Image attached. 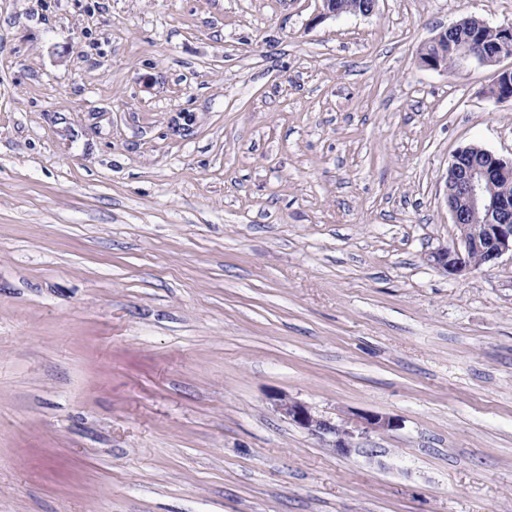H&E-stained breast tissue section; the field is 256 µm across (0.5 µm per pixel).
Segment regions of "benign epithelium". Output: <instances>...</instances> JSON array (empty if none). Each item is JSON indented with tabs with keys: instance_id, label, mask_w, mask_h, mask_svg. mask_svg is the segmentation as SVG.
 <instances>
[{
	"instance_id": "benign-epithelium-1",
	"label": "benign epithelium",
	"mask_w": 512,
	"mask_h": 512,
	"mask_svg": "<svg viewBox=\"0 0 512 512\" xmlns=\"http://www.w3.org/2000/svg\"><path fill=\"white\" fill-rule=\"evenodd\" d=\"M502 32L492 53V61L512 56V24L499 27ZM435 47L431 53L421 49V64L432 70L443 69L442 55L451 51L460 62L483 63V58L472 51L470 36L454 25L430 40ZM512 79V71L495 74L487 95L496 102L512 101V92L500 91L503 81ZM489 162L468 157L465 149L457 150L448 166V174L455 184L454 198L448 202L452 222L459 230V238L449 246L439 248L429 256L430 264L450 275H463L475 268L473 256L480 254L484 264H493L502 255L512 253V201L496 196L493 182L512 180V159H503L486 152ZM277 412L327 443L335 452L349 454L355 441L369 433H384L398 427L396 419L375 412L358 413L335 420L315 413L308 405L287 398H274Z\"/></svg>"
}]
</instances>
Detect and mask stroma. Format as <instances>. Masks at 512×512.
Masks as SVG:
<instances>
[{"mask_svg": "<svg viewBox=\"0 0 512 512\" xmlns=\"http://www.w3.org/2000/svg\"><path fill=\"white\" fill-rule=\"evenodd\" d=\"M320 6L0 0V512H512V256L428 261L512 57L419 60L512 0ZM448 35H453L454 39L448 42ZM428 44L432 43L435 50L430 54L426 55L424 59L422 56L426 54V45L421 49L419 59L421 64L432 70H450L455 66L456 60L453 59L452 55L448 54V47L453 53L454 57L458 62L475 61L481 65H484V56L478 57L472 51V42H470V36L460 32L458 30V24L448 28L447 30L441 31L434 38H432ZM447 48V51L444 50ZM448 55V67L442 65V55ZM274 401L277 412L326 442L338 454H349L356 448L355 441L368 433H384L398 426L396 419L375 412L335 420L319 415L308 405L287 397L276 396Z\"/></svg>", "mask_w": 512, "mask_h": 512, "instance_id": "35a3bbf8", "label": "stroma"}]
</instances>
